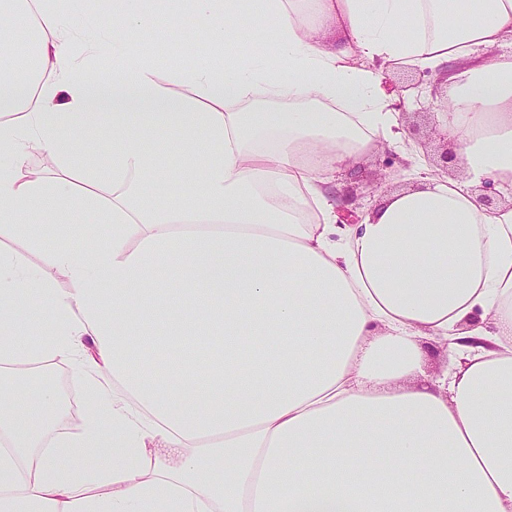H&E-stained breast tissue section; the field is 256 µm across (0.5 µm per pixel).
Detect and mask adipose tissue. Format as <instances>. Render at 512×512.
<instances>
[{
  "label": "adipose tissue",
  "mask_w": 512,
  "mask_h": 512,
  "mask_svg": "<svg viewBox=\"0 0 512 512\" xmlns=\"http://www.w3.org/2000/svg\"><path fill=\"white\" fill-rule=\"evenodd\" d=\"M147 2L0 0V235L47 259L0 248V512H512V206L474 202L512 188V0H182L204 25L166 86ZM21 12L28 66L4 24ZM244 13L271 52L238 49ZM387 67L439 77L465 177L341 224L337 174L405 145ZM172 145L196 198L162 190ZM65 209L106 238L40 235ZM163 339L213 346L160 371ZM445 341L454 372L418 382ZM60 362L93 403L73 434L34 380Z\"/></svg>",
  "instance_id": "ef3b65f1"
}]
</instances>
